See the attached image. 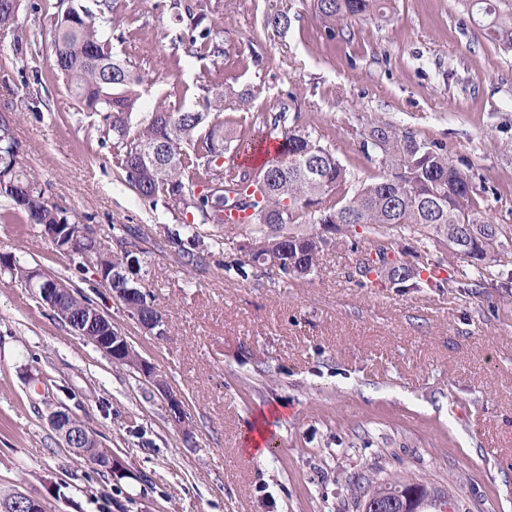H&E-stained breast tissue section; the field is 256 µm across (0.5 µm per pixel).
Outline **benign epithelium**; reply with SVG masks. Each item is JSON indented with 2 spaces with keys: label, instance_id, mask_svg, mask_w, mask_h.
Masks as SVG:
<instances>
[{
  "label": "benign epithelium",
  "instance_id": "benign-epithelium-1",
  "mask_svg": "<svg viewBox=\"0 0 512 512\" xmlns=\"http://www.w3.org/2000/svg\"><path fill=\"white\" fill-rule=\"evenodd\" d=\"M42 235L49 239L65 254L78 251L80 232L74 230L72 224H54L44 226ZM116 298L123 304L127 313L133 315V320L145 332L161 339L167 335L164 319L159 315L148 317L144 311L151 309V303L145 302L146 292L140 288H128ZM76 308L82 310L80 316L68 323L69 330L91 342L110 360L128 364L142 379L150 383L164 398L167 412L175 425L181 428L185 437H190L186 427L187 410L182 396L177 393L168 382L159 375L153 363L143 358L134 350L124 332L117 329L109 316L105 315L99 307L88 306L80 298L76 299ZM49 424L61 433L65 447L79 448L86 441L95 439L89 431L68 409L59 407L49 413ZM99 459H88L92 467L101 468V458L110 463V475L114 479L128 475L129 468L125 462L108 448L98 449ZM6 512H43V504L35 496L18 493L8 505Z\"/></svg>",
  "mask_w": 512,
  "mask_h": 512
}]
</instances>
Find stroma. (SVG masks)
Wrapping results in <instances>:
<instances>
[{"instance_id":"35a3bbf8","label":"stroma","mask_w":512,"mask_h":512,"mask_svg":"<svg viewBox=\"0 0 512 512\" xmlns=\"http://www.w3.org/2000/svg\"><path fill=\"white\" fill-rule=\"evenodd\" d=\"M186 0H118L112 46L146 77L140 109L194 106L203 83L233 80L245 101L211 112L231 138L278 141L264 116L285 110L357 180L374 125L445 146L512 228V51L488 41L473 0H389L329 36L311 0H211L229 56L189 58ZM0 32V115L54 201L93 225L138 227L141 281L164 339L124 312L91 266L34 224L0 222V255L78 285L181 393L190 437L138 373L113 365L0 272V502L16 492L46 512H355L357 483L401 473L453 485L464 512H512V244L484 274L448 246L408 259L412 286L358 267L363 227L338 226L316 269L297 278L237 259L245 225L225 228L200 272L168 240L185 218L119 177L98 118L79 117L52 76L50 0H19ZM285 10L288 29L266 26ZM28 47L19 53L14 32ZM435 266L440 277H430ZM65 407L120 456L128 477L91 468L51 429ZM278 408L276 446L242 449L245 423Z\"/></svg>"}]
</instances>
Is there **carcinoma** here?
Segmentation results:
<instances>
[{"instance_id":"cac0c4a2","label":"carcinoma","mask_w":512,"mask_h":512,"mask_svg":"<svg viewBox=\"0 0 512 512\" xmlns=\"http://www.w3.org/2000/svg\"><path fill=\"white\" fill-rule=\"evenodd\" d=\"M480 4L486 37L512 50V16L498 14L491 0ZM116 0H99L97 10L73 0L54 14L51 71L62 77L84 115L98 116L105 136L112 137L116 165L125 182L144 200L164 204L183 215L190 235L182 240L174 232L172 243L195 269L207 270L214 244L198 227L210 223L218 206L224 218L215 227L236 223L233 213L250 211L243 223L253 224L256 242H278V270L286 277L308 275L320 254L336 241L322 237L325 224H340L343 213L357 209L353 221L373 235L371 247H382L388 279L408 277L401 257L420 258L427 253L426 240L455 237L468 224L475 236L461 254L477 269L492 261L488 254L489 231L496 230L484 196L478 194L470 177L448 159L444 146L426 144L410 134L399 135L390 126H375L363 142L366 159L381 174L370 182H359L352 171L312 133L296 127L283 132L277 152L267 154L256 169L235 164L243 143L224 139L223 125L208 121L210 111L227 101L243 100L249 92L235 81L200 87L196 105L152 112H137L142 98L144 75L132 61L120 58L112 48L108 31ZM313 9L325 31L336 35V26L348 19L382 9L380 0H313ZM18 0H0V30L13 27ZM189 34L183 45L190 57L223 58L230 49L215 32L209 0H192L184 5ZM224 184V197L235 195L233 205L223 197L208 194L207 185ZM0 216L22 224H79L78 215L51 199L47 184L28 167L20 144L11 130L0 129ZM395 230L414 241L402 247L400 258L388 261L393 246H381L387 231ZM0 268L30 287L37 269L14 258L0 261ZM374 496L390 501L393 512H438L437 504L455 499L451 490L429 482L390 478L367 480Z\"/></svg>"}]
</instances>
